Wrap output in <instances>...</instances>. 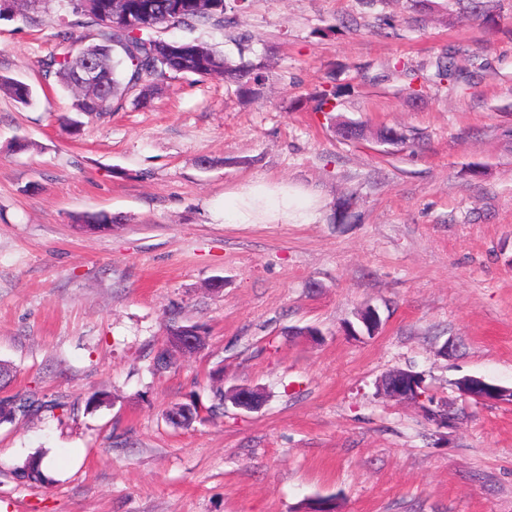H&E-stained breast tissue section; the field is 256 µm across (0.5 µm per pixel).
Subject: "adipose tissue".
<instances>
[{
    "label": "adipose tissue",
    "instance_id": "obj_1",
    "mask_svg": "<svg viewBox=\"0 0 512 512\" xmlns=\"http://www.w3.org/2000/svg\"><path fill=\"white\" fill-rule=\"evenodd\" d=\"M317 204L300 192L281 186H249L225 196L224 221L228 224H309Z\"/></svg>",
    "mask_w": 512,
    "mask_h": 512
}]
</instances>
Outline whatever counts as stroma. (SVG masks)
<instances>
[{
	"instance_id": "1",
	"label": "stroma",
	"mask_w": 512,
	"mask_h": 512,
	"mask_svg": "<svg viewBox=\"0 0 512 512\" xmlns=\"http://www.w3.org/2000/svg\"><path fill=\"white\" fill-rule=\"evenodd\" d=\"M489 4L491 26L468 0H250L235 28L160 35L263 64L256 94L176 74L147 104L92 114L40 61L95 25L65 0L35 24L0 15V74L34 91L28 106L0 94V392L39 403L0 424V512H512V405L454 386H512V0ZM331 87L335 110L318 111ZM264 181L309 194L318 219L216 217ZM94 212L114 224H75ZM366 306L379 333L346 336ZM174 322L207 344L156 370ZM395 368L423 373L460 423L380 396ZM234 384L264 406L210 414ZM189 400L199 417L171 426ZM35 454L55 460L42 482L20 475ZM455 386L465 400L479 405L512 404V387L508 388L478 376L459 379Z\"/></svg>"
}]
</instances>
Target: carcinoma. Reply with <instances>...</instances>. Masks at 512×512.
<instances>
[{"mask_svg": "<svg viewBox=\"0 0 512 512\" xmlns=\"http://www.w3.org/2000/svg\"><path fill=\"white\" fill-rule=\"evenodd\" d=\"M247 0H125L123 14L112 15L109 0H68L74 14L85 16L100 26L98 37L74 53L63 47L40 61L44 78H54L75 94L79 113L110 112L121 105L133 89L147 83L156 86L172 74H192L200 78H225L239 84L246 94L255 93L261 80L262 65L231 66L224 56L196 41H181V54H166L158 35L163 26L193 28L212 22L232 23L228 13L245 8ZM95 62L102 71L95 90H78L76 72L85 61ZM0 91L14 101L29 106L32 88L16 79L0 76ZM76 223L88 230H99L107 223L105 213H86ZM44 456L28 459L23 476L35 481L45 478Z\"/></svg>", "mask_w": 512, "mask_h": 512, "instance_id": "1", "label": "carcinoma"}]
</instances>
